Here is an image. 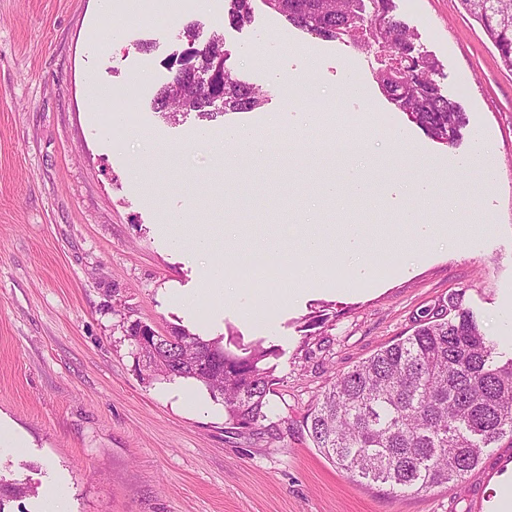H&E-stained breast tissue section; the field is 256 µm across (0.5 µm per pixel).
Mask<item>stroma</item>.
<instances>
[{
    "label": "stroma",
    "mask_w": 512,
    "mask_h": 512,
    "mask_svg": "<svg viewBox=\"0 0 512 512\" xmlns=\"http://www.w3.org/2000/svg\"><path fill=\"white\" fill-rule=\"evenodd\" d=\"M393 3L465 114L454 144L431 139L381 93L375 52L298 30L263 0L241 27L227 22V0L159 26L122 0H0V425L26 442L19 454L0 450V479L35 489L7 512H42L43 492L57 487L69 512H469L478 478L392 498L338 471L304 424L338 374L410 334L412 314L450 293L464 292L499 352L512 354V69L460 0ZM192 21L199 42L223 34L234 73L255 86L313 69L342 115L368 112L367 195L324 201L340 166L258 156L245 172L260 205L245 212L225 196L233 173L214 152L224 128L272 126L305 153L344 124L341 115L310 131L301 106L275 94L214 122L165 121L153 98ZM393 131L411 142L406 156L395 154ZM163 145L176 154L153 160ZM420 180L452 214L448 238L397 252L382 278L347 292L330 277L263 317L180 304L223 262L225 225H245L255 243L277 235L290 251L309 224L331 249L350 224H387L408 238L403 212L425 220L435 210L412 191ZM181 228L208 232L216 249L175 248ZM138 321L162 336L180 327L276 346L270 429L231 428L204 385L149 371L127 333Z\"/></svg>",
    "instance_id": "1"
}]
</instances>
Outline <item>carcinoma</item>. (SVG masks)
Masks as SVG:
<instances>
[{
  "mask_svg": "<svg viewBox=\"0 0 512 512\" xmlns=\"http://www.w3.org/2000/svg\"><path fill=\"white\" fill-rule=\"evenodd\" d=\"M512 69V0H461ZM268 6L292 26L355 48H377L376 79L399 110L432 137L454 142L464 113L440 92L434 60L415 52L414 34L393 15V0H272ZM253 0H229L227 19L251 22ZM198 23L183 28L188 50L169 61L173 70L153 109L166 120L196 113L206 122L228 112H251L265 92L233 75L221 36L195 46ZM413 331L340 374L304 418L318 451L346 477L374 485L387 496L422 492L476 474L487 449L512 438V358L499 359L465 303V292L441 297L411 316ZM139 353L153 371L194 379L221 399L236 428L268 420V396L277 378L269 359L278 350L262 342L236 354L217 341L175 328ZM24 483L0 482L5 503L28 495Z\"/></svg>",
  "mask_w": 512,
  "mask_h": 512,
  "instance_id": "obj_1",
  "label": "carcinoma"
}]
</instances>
